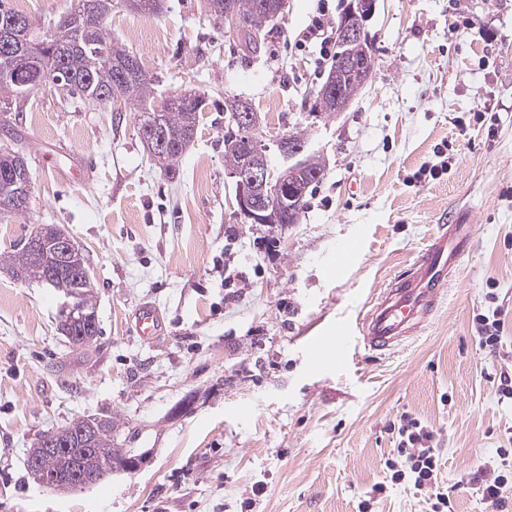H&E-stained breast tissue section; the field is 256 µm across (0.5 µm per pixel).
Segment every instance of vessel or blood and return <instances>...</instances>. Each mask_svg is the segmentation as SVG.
<instances>
[{
    "mask_svg": "<svg viewBox=\"0 0 512 512\" xmlns=\"http://www.w3.org/2000/svg\"><path fill=\"white\" fill-rule=\"evenodd\" d=\"M472 238V225L441 226L408 273L391 284L357 323L367 350L386 353L429 322L448 286L450 273L467 252ZM130 327L141 340L149 342L164 334L165 321L160 309L146 302L132 312ZM343 339L339 333L308 341V358L320 362L328 351L341 348Z\"/></svg>",
    "mask_w": 512,
    "mask_h": 512,
    "instance_id": "b4317fda",
    "label": "vessel or blood"
}]
</instances>
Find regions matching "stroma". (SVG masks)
<instances>
[{"mask_svg": "<svg viewBox=\"0 0 512 512\" xmlns=\"http://www.w3.org/2000/svg\"><path fill=\"white\" fill-rule=\"evenodd\" d=\"M353 2L287 0L253 52L208 0L155 14L114 0L106 29L156 102L206 98L172 175L130 109L55 85L0 102V148L25 150L32 171L28 210L0 220V252L36 225L64 228L89 260L99 322L90 346L69 347L61 294L0 265V512H357L385 482L401 419L433 430L447 486L512 446V403L497 395L512 376V0H372V78L329 116L315 110L316 51L295 39L320 9L338 21ZM233 97L260 113L257 137L301 134L325 163L298 222L275 235L237 215ZM443 161L446 174L424 177ZM73 162L86 181L61 174ZM445 219L477 229L429 325L391 353L351 339L340 362L310 364L306 341L366 312ZM346 241L359 253L340 270ZM144 302L167 325L153 342L129 330ZM495 307L491 354L473 319ZM106 414L147 466L62 494L28 475L39 433ZM429 495L388 484L373 512H429Z\"/></svg>", "mask_w": 512, "mask_h": 512, "instance_id": "35a3bbf8", "label": "stroma"}]
</instances>
